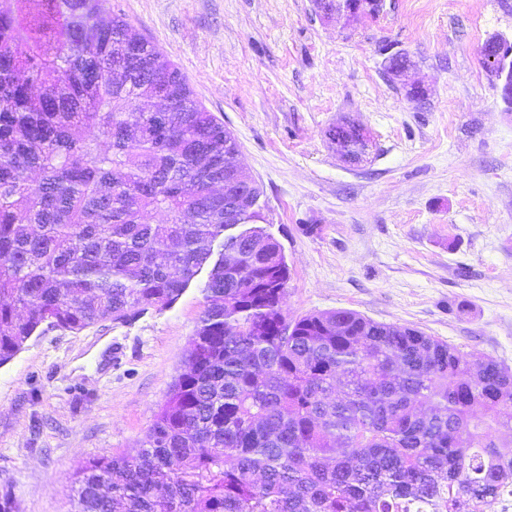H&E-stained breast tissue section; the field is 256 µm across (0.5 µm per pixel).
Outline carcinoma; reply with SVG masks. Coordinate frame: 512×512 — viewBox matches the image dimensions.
Masks as SVG:
<instances>
[{
    "mask_svg": "<svg viewBox=\"0 0 512 512\" xmlns=\"http://www.w3.org/2000/svg\"><path fill=\"white\" fill-rule=\"evenodd\" d=\"M17 2L0 5V366L44 325L169 309L209 268L185 369L135 453L76 473L75 512H487L512 493L511 367L349 309L288 319L261 213L238 206L249 235L224 233L238 144L186 77L92 0ZM330 143L353 156L363 129Z\"/></svg>",
    "mask_w": 512,
    "mask_h": 512,
    "instance_id": "carcinoma-1",
    "label": "carcinoma"
}]
</instances>
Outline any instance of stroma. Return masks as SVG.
<instances>
[{"instance_id":"obj_1","label":"stroma","mask_w":512,"mask_h":512,"mask_svg":"<svg viewBox=\"0 0 512 512\" xmlns=\"http://www.w3.org/2000/svg\"><path fill=\"white\" fill-rule=\"evenodd\" d=\"M96 9L155 44L235 136L290 268L288 317L351 309L512 366V105L480 54L512 40V0H386L350 22L311 0ZM388 44L423 98L388 78ZM342 117L371 137L360 163L326 142ZM203 283L126 322L45 329L0 366V496L15 512H72L80 467L134 452L185 366Z\"/></svg>"}]
</instances>
